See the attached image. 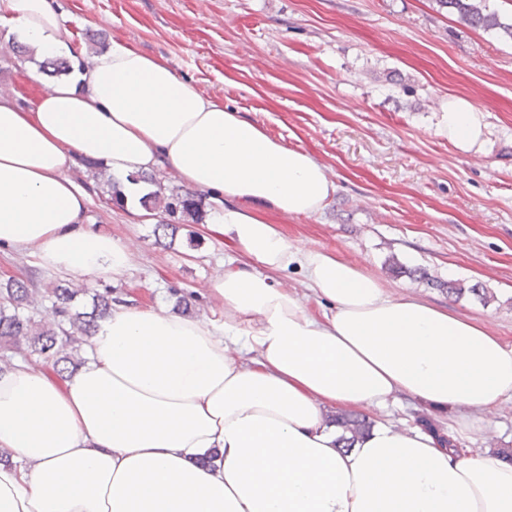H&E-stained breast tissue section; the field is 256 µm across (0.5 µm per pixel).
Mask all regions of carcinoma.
<instances>
[{
  "label": "carcinoma",
  "instance_id": "carcinoma-1",
  "mask_svg": "<svg viewBox=\"0 0 512 512\" xmlns=\"http://www.w3.org/2000/svg\"><path fill=\"white\" fill-rule=\"evenodd\" d=\"M441 6L455 11L473 28H499L512 37V23L500 22L494 13H486L478 0H438ZM153 203L172 216L196 214L201 199L196 193H175L169 198L151 194L145 203ZM84 288H74L69 282H58L38 295L29 281L9 278L0 282V362L11 365L21 355L33 366H48L57 375L68 372L74 364L72 352L88 342L97 320L112 310L113 290L107 286L92 294L91 311H77L73 303ZM370 422L353 411L336 415V426L342 429L343 447H352L355 439L369 430Z\"/></svg>",
  "mask_w": 512,
  "mask_h": 512
}]
</instances>
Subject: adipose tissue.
Returning <instances> with one entry per match:
<instances>
[{"mask_svg": "<svg viewBox=\"0 0 512 512\" xmlns=\"http://www.w3.org/2000/svg\"><path fill=\"white\" fill-rule=\"evenodd\" d=\"M0 27L40 58H69L53 0H0ZM449 141L482 147L483 112L448 98ZM104 165L126 202L174 169L222 204L210 230L245 257L209 290L206 320L113 307L87 362L58 376L0 372V512H512V463L377 422L350 450L328 408H381L398 392L464 408L467 434L512 398V346L479 322L407 296L268 218L310 216L335 191L300 147L199 94L122 41L32 107L0 97V247L51 274L116 277L131 254L88 230L78 162ZM302 270L328 304L308 312L272 278Z\"/></svg>", "mask_w": 512, "mask_h": 512, "instance_id": "adipose-tissue-1", "label": "adipose tissue"}]
</instances>
